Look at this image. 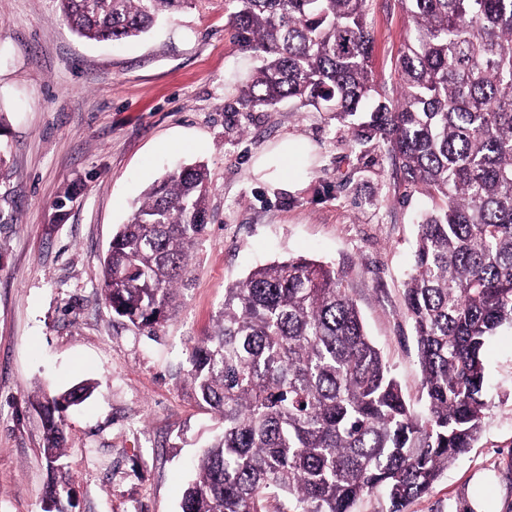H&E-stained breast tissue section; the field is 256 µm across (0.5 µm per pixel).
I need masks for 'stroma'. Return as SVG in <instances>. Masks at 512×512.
Listing matches in <instances>:
<instances>
[{
    "instance_id": "stroma-1",
    "label": "stroma",
    "mask_w": 512,
    "mask_h": 512,
    "mask_svg": "<svg viewBox=\"0 0 512 512\" xmlns=\"http://www.w3.org/2000/svg\"><path fill=\"white\" fill-rule=\"evenodd\" d=\"M369 21L383 80L407 25L397 0H371ZM251 66L224 0L119 44L77 36L58 0H0V512H43L49 468L31 401L82 381L95 389L64 420L74 512H179L193 459L221 429L194 397L187 349L225 288L273 261L335 267L422 407L403 291L426 198L383 153L352 151L329 113L239 106ZM289 139L307 146L300 162L277 157ZM194 161L209 171L210 222L176 316L149 336L113 314L103 260L145 188ZM485 370L474 447L408 512H512V325L488 342Z\"/></svg>"
}]
</instances>
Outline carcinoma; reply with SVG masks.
Wrapping results in <instances>:
<instances>
[{
    "instance_id": "cac0c4a2",
    "label": "carcinoma",
    "mask_w": 512,
    "mask_h": 512,
    "mask_svg": "<svg viewBox=\"0 0 512 512\" xmlns=\"http://www.w3.org/2000/svg\"><path fill=\"white\" fill-rule=\"evenodd\" d=\"M80 36L121 42L194 0H59ZM256 65L238 103L334 112L353 150L384 152L427 195L406 316L421 367L416 411L367 336L332 266L293 257L224 289L211 332L187 354L196 397L224 421L195 465L181 512H354L380 490L406 512L473 447L488 403L484 350L512 324V0H399L407 35L395 94L370 67L369 0H226ZM202 164L153 182L104 260L112 313L150 334L171 319L209 224ZM91 392L42 395L44 512H72L61 415Z\"/></svg>"
}]
</instances>
